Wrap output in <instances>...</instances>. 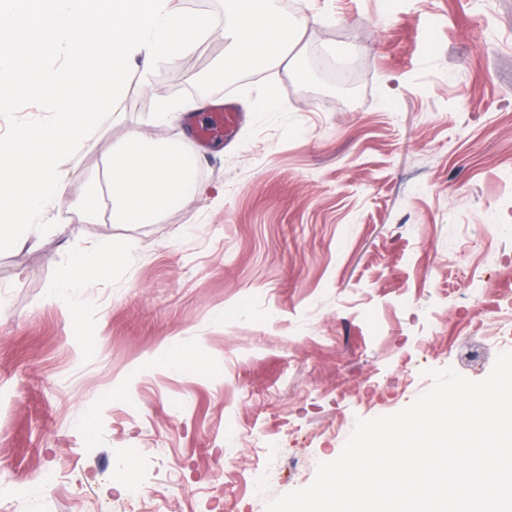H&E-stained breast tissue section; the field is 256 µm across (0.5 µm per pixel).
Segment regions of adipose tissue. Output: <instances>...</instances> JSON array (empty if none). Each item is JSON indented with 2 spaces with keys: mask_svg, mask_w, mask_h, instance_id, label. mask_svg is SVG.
I'll use <instances>...</instances> for the list:
<instances>
[{
  "mask_svg": "<svg viewBox=\"0 0 512 512\" xmlns=\"http://www.w3.org/2000/svg\"><path fill=\"white\" fill-rule=\"evenodd\" d=\"M109 194L116 222L151 223L194 182V171L184 154L167 141L140 133L128 136L110 159ZM130 246L98 251L93 259L78 257L65 267L54 290L64 302H73L85 281L115 266Z\"/></svg>",
  "mask_w": 512,
  "mask_h": 512,
  "instance_id": "ef3b65f1",
  "label": "adipose tissue"
}]
</instances>
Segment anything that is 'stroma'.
<instances>
[{
	"mask_svg": "<svg viewBox=\"0 0 512 512\" xmlns=\"http://www.w3.org/2000/svg\"><path fill=\"white\" fill-rule=\"evenodd\" d=\"M299 2V43L250 81L297 137L249 120L200 152L187 113L155 126L160 101L198 98L218 36L132 60V98L59 167L54 229L0 252V512H120L134 482L133 512H266L429 370L480 381L512 351V0ZM328 49L359 68L348 95L314 65ZM134 131L195 167L153 224L84 207ZM128 242L88 304L54 299L75 257ZM167 347L196 372L157 365Z\"/></svg>",
	"mask_w": 512,
	"mask_h": 512,
	"instance_id": "1",
	"label": "stroma"
}]
</instances>
